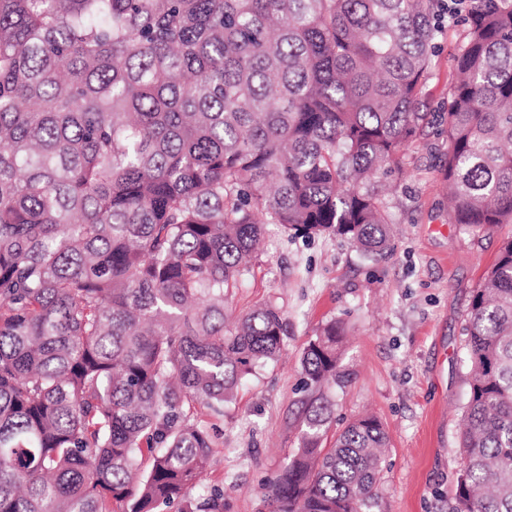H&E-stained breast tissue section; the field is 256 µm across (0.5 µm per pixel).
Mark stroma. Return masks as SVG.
<instances>
[{
    "mask_svg": "<svg viewBox=\"0 0 512 512\" xmlns=\"http://www.w3.org/2000/svg\"><path fill=\"white\" fill-rule=\"evenodd\" d=\"M463 34L460 22L446 24L420 111H445ZM447 151L435 123L407 146V174L386 196L394 233L383 257L367 258L332 236L291 238L268 225L231 307L237 314L260 303L279 308L287 324L279 358L242 381L223 420L198 413L202 424L221 430L205 483L223 491L224 512H267L265 483L297 444L302 351L332 320L348 329L341 366L349 382L336 393L335 425L371 411L389 436L378 512H448L462 467L465 316L474 288L512 231L449 223L440 171Z\"/></svg>",
    "mask_w": 512,
    "mask_h": 512,
    "instance_id": "1",
    "label": "stroma"
}]
</instances>
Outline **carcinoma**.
Returning a JSON list of instances; mask_svg holds the SVG:
<instances>
[{"instance_id": "obj_1", "label": "carcinoma", "mask_w": 512, "mask_h": 512, "mask_svg": "<svg viewBox=\"0 0 512 512\" xmlns=\"http://www.w3.org/2000/svg\"><path fill=\"white\" fill-rule=\"evenodd\" d=\"M441 0H0V512H224L214 427L281 351L230 312L270 224L387 252L384 183ZM449 77L450 220L512 225V0H466ZM334 321L301 356L298 446L268 512H376V415L322 447ZM451 512H512V235L467 310Z\"/></svg>"}]
</instances>
